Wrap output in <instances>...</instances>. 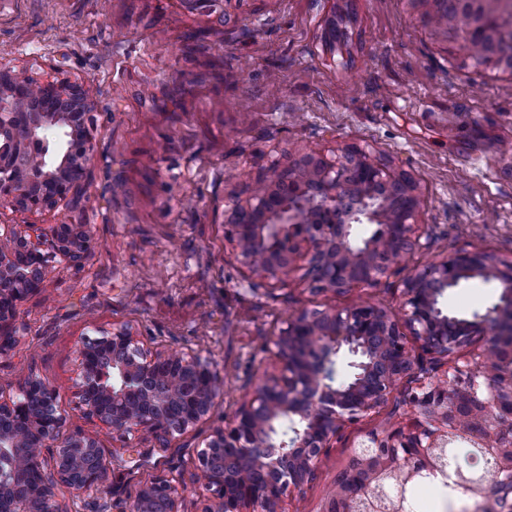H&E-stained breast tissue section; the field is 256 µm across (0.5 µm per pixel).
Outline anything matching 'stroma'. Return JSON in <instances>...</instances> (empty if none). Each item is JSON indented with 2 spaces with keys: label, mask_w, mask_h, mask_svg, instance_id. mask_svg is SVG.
<instances>
[{
  "label": "stroma",
  "mask_w": 512,
  "mask_h": 512,
  "mask_svg": "<svg viewBox=\"0 0 512 512\" xmlns=\"http://www.w3.org/2000/svg\"><path fill=\"white\" fill-rule=\"evenodd\" d=\"M334 15L346 36L328 51ZM0 62L36 78L59 67L100 102L77 202L0 206V223L83 224L99 242L80 267L54 263L19 303L25 331L0 357V392L48 380L105 453L146 440L120 439L77 406L78 350L98 330L127 323L211 361L223 392L211 420L181 439L199 448L275 372L273 341L294 312L367 302L400 313L399 274L343 291L311 288L297 272L284 288H248L224 211L275 160L372 145L419 185L426 246L406 270L460 250L512 259V74L476 64L407 0H0ZM501 292L477 277L440 305L469 319ZM400 415L391 397L345 425L282 512H320L351 449Z\"/></svg>",
  "instance_id": "1"
}]
</instances>
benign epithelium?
I'll return each instance as SVG.
<instances>
[{"label":"benign epithelium","mask_w":512,"mask_h":512,"mask_svg":"<svg viewBox=\"0 0 512 512\" xmlns=\"http://www.w3.org/2000/svg\"><path fill=\"white\" fill-rule=\"evenodd\" d=\"M423 17L450 13L436 32L450 41L512 44V0H407ZM96 100L79 81H33L0 62V205L37 212L74 199L89 172L93 145L85 122ZM419 192L404 170L378 159L372 146L347 145L327 157L305 152L274 162L253 179L245 203L224 211L251 288H281L283 275L306 269L313 287H373L423 248ZM370 224V236L353 235ZM97 245L83 224L49 230L0 224V355L18 342V303L38 289L49 262H81ZM479 277L503 288L490 313L471 319L443 311L448 290ZM487 344L463 352L474 337ZM277 373L216 427L196 450L194 478L209 493L199 512H278L289 488L312 478L344 425L380 407L407 385L410 409L398 426L373 431L352 449L322 512H382L385 500L409 512L408 493L439 470L438 456L457 438L494 462L498 494L457 469L451 486L481 498V512H512V260L458 251L404 279L401 316L373 304L303 310L274 340ZM351 356L353 375L334 383L336 357ZM82 413L121 438L143 432L158 447L210 418L221 394L212 363L187 349L141 342L131 326L114 324L83 342L75 382ZM454 388L448 400V388ZM41 394L40 412L21 397H0V498L14 512H75L78 501L112 512V461L82 428L67 427L56 388L32 377L22 393ZM44 479L13 497L19 469ZM66 491L65 498L60 492ZM133 512H185L173 479L142 485Z\"/></svg>","instance_id":"7a95c632"}]
</instances>
